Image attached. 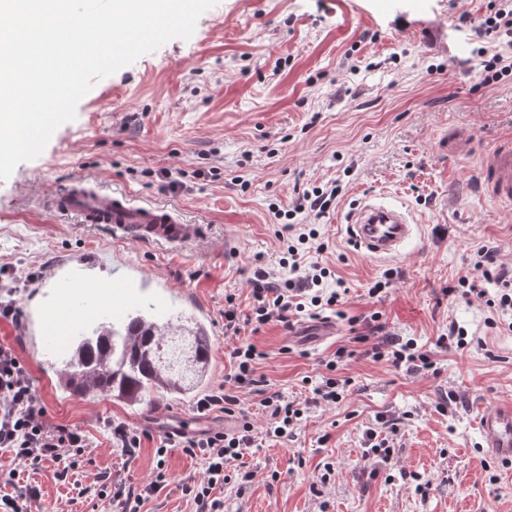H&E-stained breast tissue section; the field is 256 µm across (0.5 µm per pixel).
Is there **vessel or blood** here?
Instances as JSON below:
<instances>
[{
	"label": "vessel or blood",
	"mask_w": 512,
	"mask_h": 512,
	"mask_svg": "<svg viewBox=\"0 0 512 512\" xmlns=\"http://www.w3.org/2000/svg\"><path fill=\"white\" fill-rule=\"evenodd\" d=\"M482 178L490 195L512 204L511 140L503 142L483 167ZM51 201L54 213H72L81 223L105 224L113 234L132 235L158 245L196 244L208 236L204 225L186 221L169 208L136 203L124 192L104 191L81 177L73 180L68 191L53 194ZM346 226L353 246L374 258L401 256L415 229L407 211L380 197L363 202L349 215ZM478 426L487 454L512 463V402L492 407L481 416Z\"/></svg>",
	"instance_id": "1"
}]
</instances>
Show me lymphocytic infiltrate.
<instances>
[{
    "label": "lymphocytic infiltrate",
    "instance_id": "lymphocytic-infiltrate-1",
    "mask_svg": "<svg viewBox=\"0 0 512 512\" xmlns=\"http://www.w3.org/2000/svg\"><path fill=\"white\" fill-rule=\"evenodd\" d=\"M488 13L475 36L482 45L480 58V83L494 85L512 77V0H489ZM316 228L300 233L296 240L286 241L279 260L289 277L278 283L265 268H256L250 280L253 307L248 314H241L234 298H227L224 306V333L236 338L231 358L233 367L224 376L218 391L201 398L196 404L199 414L220 411L225 417L236 419L235 431L205 430L185 436L175 433L164 435L156 446L158 458H165L169 449L181 448L199 457L204 472L199 481L185 484L183 490L193 498L202 512H222L224 503L215 495L223 487L227 476L224 467L243 457L246 449L261 447L265 442L287 440L304 415L298 402L288 400L277 391L263 389V380L256 375V366L263 354L257 347L241 339L242 331L258 332L273 321L285 322L305 309H322L339 305L341 290H327L325 283L331 275L328 267L319 263H306L309 241L318 239ZM495 253L489 249L478 252L474 265L480 271L477 280L461 281L463 298L483 300L499 316H512V281L493 277ZM494 281V288H487V281ZM370 354L374 360L383 361L394 368L410 372L429 370L433 361L428 351L419 347L416 339L394 334L382 336ZM252 389L260 401L264 417L262 428H255L251 419L240 409L239 394L242 389ZM89 442L82 430L66 425H51L45 420V407L36 393L28 368L17 355L14 347L0 342V451L10 454L14 466L0 472V512H32L38 493L19 484L21 473L52 463L67 470L75 465L77 456L83 455ZM165 470H157L149 484L139 491L126 490L121 479H105L96 489L98 496L112 498L120 512H141L146 497L166 486Z\"/></svg>",
    "mask_w": 512,
    "mask_h": 512
}]
</instances>
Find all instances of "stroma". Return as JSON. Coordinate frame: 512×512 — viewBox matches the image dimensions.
I'll list each match as a JSON object with an SVG mask.
<instances>
[{"instance_id": "stroma-1", "label": "stroma", "mask_w": 512, "mask_h": 512, "mask_svg": "<svg viewBox=\"0 0 512 512\" xmlns=\"http://www.w3.org/2000/svg\"><path fill=\"white\" fill-rule=\"evenodd\" d=\"M487 3L218 0L189 39L98 81L42 154L0 180V267L13 275L22 319L18 328L0 320V342L28 367L47 421L80 428L91 445L67 475L49 463L23 473L40 493L33 512H117L91 486L111 474L148 484L156 437L197 415L193 395L129 406L64 390L63 346L45 343L41 312L69 286L75 313L95 320L104 308L89 284L121 276L139 309L207 327L208 388L216 390L235 344L224 334V298L250 311L253 267H277L282 255L271 208H287L297 187L312 184L341 189L316 222L325 249L311 256L347 290L328 312L339 334L300 345L291 333L311 321L305 312L248 339L264 354L258 375L288 399L308 397L305 377L324 374L341 347L352 355L339 375L352 386L339 404L310 408L288 441L231 462L218 493L224 512H512V465L487 455L477 427L495 404L512 401V329L490 325L484 302L453 293L475 277L480 249L512 268V206L478 185L493 149L512 136V82L480 86L473 46L457 29L463 13L480 25ZM444 139L462 152L443 156ZM79 176L174 208L208 225L210 239L172 249L47 212V196ZM373 194L416 224L400 260L366 256L346 237V214ZM33 271L40 278L26 285ZM388 271L389 286L370 296ZM452 325L466 332L465 349L436 347ZM385 332L415 338L433 368L410 373L373 360L367 351ZM381 417L396 431L391 464L376 468L364 451ZM113 422L146 432L140 448L115 447ZM164 464L170 481L143 512H197L182 487L202 477L200 458L175 448Z\"/></svg>"}]
</instances>
